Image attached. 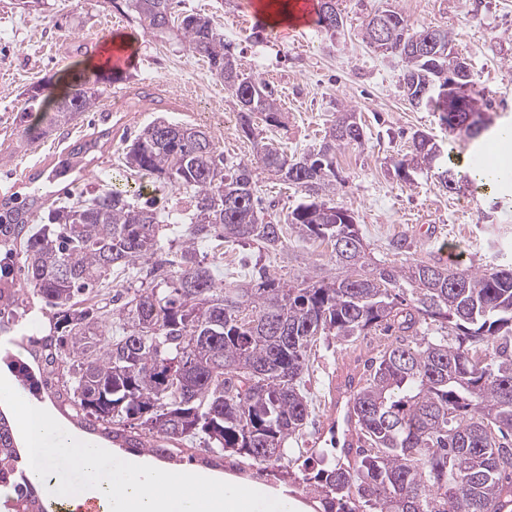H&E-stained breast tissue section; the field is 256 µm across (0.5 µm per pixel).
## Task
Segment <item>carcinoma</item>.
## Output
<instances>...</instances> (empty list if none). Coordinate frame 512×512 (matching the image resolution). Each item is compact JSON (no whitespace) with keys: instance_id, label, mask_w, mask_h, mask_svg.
<instances>
[{"instance_id":"carcinoma-1","label":"carcinoma","mask_w":512,"mask_h":512,"mask_svg":"<svg viewBox=\"0 0 512 512\" xmlns=\"http://www.w3.org/2000/svg\"><path fill=\"white\" fill-rule=\"evenodd\" d=\"M142 26L172 30L233 97L254 89L250 107L238 112L243 137L254 141V160L224 166L207 133L173 124L162 142L146 126L126 147L125 167L142 178L165 182L188 195V227L172 259L165 287L136 288L112 306L86 305L95 290L112 283V271L148 261L161 248L169 219L153 204H134L114 188L60 201L48 223L33 226L40 200L16 195L0 204V327L30 313L35 302L49 323L44 336H22L38 361L10 365L28 390L66 402L88 425L107 435L110 426L138 420L150 439H126L128 447L163 453L166 442L204 436L211 447L274 466L291 453L311 414L305 394L307 353L319 336L352 342L361 336H393L371 360L353 400L359 435L354 466L327 462L325 455L302 467L323 512H508L512 509V267L472 270L439 262H373L348 209L323 197L335 192L336 150L360 144L328 134L318 150L298 158L257 144V115L278 123L267 86L241 72L231 45L213 22L198 14L175 16L171 0H125ZM386 19L387 55L404 64L409 104L432 106L451 132L482 135L486 118L469 92L470 123L439 99L418 101L422 84L435 76L434 59L417 50L430 32L451 47L448 30L413 27L396 9ZM66 91L48 102L25 128L39 139L95 107L98 90L82 76L65 74ZM99 138L73 143L48 175L66 178ZM440 155L434 139L412 137L409 161L395 166L409 179V165L431 166ZM261 170L298 187L308 201L285 223L303 239H322L342 275L318 276L293 286L261 275L257 288L217 285L211 267L197 259V246L212 239L255 243L276 253L282 226L261 218L254 176ZM509 176L477 169L486 187ZM24 272L29 288L15 287ZM434 323V335L421 331ZM6 414L0 411V488L6 501L27 512H46L37 483L24 473Z\"/></svg>"}]
</instances>
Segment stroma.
<instances>
[{"label": "stroma", "mask_w": 512, "mask_h": 512, "mask_svg": "<svg viewBox=\"0 0 512 512\" xmlns=\"http://www.w3.org/2000/svg\"><path fill=\"white\" fill-rule=\"evenodd\" d=\"M394 6L414 25L448 29L455 52L468 62L487 102L492 120L485 143L497 130L512 127V0H339L344 27L330 34L311 26L296 36H278L260 19L249 0H174L177 14H200L224 32L242 70L265 82L280 110V126L256 125L260 137L290 155L319 147L337 113L352 112L364 127L362 145L336 153L335 203L348 208L372 257L393 262L407 257L438 262L451 249L452 265L461 268L512 266V180L494 191L475 188L469 179L475 168L477 144L449 133L439 115L410 106L401 88L399 58L375 52L363 33L368 20ZM261 35H254V26ZM126 35L135 50L119 81H100L99 99L69 126L30 142L18 116L32 105V95L47 98L64 89L61 76L82 71L95 77L88 61L97 58L108 36ZM235 98L208 65L189 53L175 33L158 34L142 28L133 15L117 9L113 0H0V198L28 188L48 192L44 175L58 155L78 140L102 136L77 173L71 194L117 186L130 197L145 194L157 210L184 209L188 198L165 187L140 191V179L126 171L123 151L140 130L161 119L202 127L227 163L252 158L254 147L242 137ZM426 132L438 143L437 168L412 170L410 181L396 176L395 164L410 152L415 132ZM455 170V190H444L438 167ZM256 194L264 204L265 220L284 222L302 201L294 185L258 173ZM407 241L406 253L395 249ZM282 252L274 257L256 245L226 243L222 259L213 245L199 248V258L211 261L224 287L257 285L260 271L291 285L320 275L337 276L329 244L299 238L285 230ZM386 339L368 336L354 342L336 338L317 341L308 361L307 389L313 423L299 448L315 454L329 445L332 424L331 385L338 365L362 373ZM34 407L48 411L75 439L98 445L118 458H140L170 472L202 473L239 485L259 484L292 500L299 512H314L309 488L297 464L283 463L276 474H259L249 459L209 450L203 438L171 443L167 452L134 453L93 432L75 414L47 395L31 397Z\"/></svg>", "instance_id": "35a3bbf8"}]
</instances>
